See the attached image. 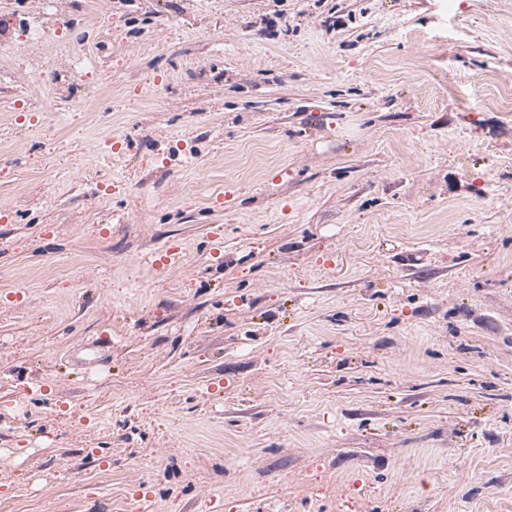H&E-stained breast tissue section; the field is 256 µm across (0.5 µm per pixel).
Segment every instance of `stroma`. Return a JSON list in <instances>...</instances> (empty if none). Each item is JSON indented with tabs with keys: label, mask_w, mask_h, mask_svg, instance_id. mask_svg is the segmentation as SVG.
Returning <instances> with one entry per match:
<instances>
[{
	"label": "stroma",
	"mask_w": 512,
	"mask_h": 512,
	"mask_svg": "<svg viewBox=\"0 0 512 512\" xmlns=\"http://www.w3.org/2000/svg\"><path fill=\"white\" fill-rule=\"evenodd\" d=\"M2 17L0 512H512V0Z\"/></svg>",
	"instance_id": "1"
}]
</instances>
